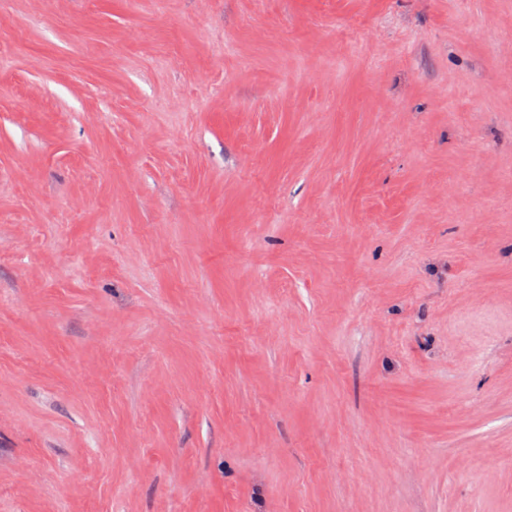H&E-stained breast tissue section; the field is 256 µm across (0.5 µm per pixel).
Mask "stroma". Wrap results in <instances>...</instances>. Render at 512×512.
I'll return each mask as SVG.
<instances>
[{
    "label": "stroma",
    "mask_w": 512,
    "mask_h": 512,
    "mask_svg": "<svg viewBox=\"0 0 512 512\" xmlns=\"http://www.w3.org/2000/svg\"><path fill=\"white\" fill-rule=\"evenodd\" d=\"M0 512H512V0H0Z\"/></svg>",
    "instance_id": "1"
}]
</instances>
